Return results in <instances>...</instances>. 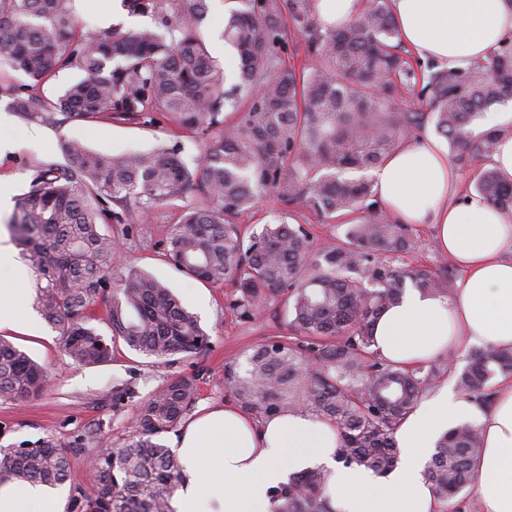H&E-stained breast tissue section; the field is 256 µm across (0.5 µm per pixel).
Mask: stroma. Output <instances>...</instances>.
Wrapping results in <instances>:
<instances>
[{
  "label": "stroma",
  "mask_w": 512,
  "mask_h": 512,
  "mask_svg": "<svg viewBox=\"0 0 512 512\" xmlns=\"http://www.w3.org/2000/svg\"><path fill=\"white\" fill-rule=\"evenodd\" d=\"M210 12L201 30L206 47L216 61H223L230 46L223 38L224 19L237 9V0H209ZM33 123L18 113L9 112L8 122L0 127L14 144V149L0 157V180L7 182L12 195L26 191L32 178L47 164L63 159L61 143L77 140L88 148L109 154L148 151L172 141H182L187 152L195 146L189 134L172 122L160 119L147 124L125 123L104 118L95 123L67 121L61 125L41 126L40 138H30ZM300 223L312 224L318 238L343 234L341 226L317 223L303 203L283 204L274 192H267L254 209L242 215L245 224L274 223L285 216ZM174 222V210H157L142 232L146 245L124 240L120 225H101V233L123 240L128 259L170 288L182 304L197 315L210 343L201 354L191 355L170 366H158L140 355L125 342L113 347L110 362L83 367L69 359L62 339L43 318L35 303L36 276H29L19 293V305L26 329L0 331V337L24 350L42 365L48 383L37 397L0 402V447L27 448L46 438L54 439L66 452L70 478L54 489L53 495L64 502V512H79L77 498L90 492L98 476L90 465L91 456L103 447L118 448L125 444L136 407L157 386L176 376L192 379L196 386L195 402L202 405L232 404L224 390V366L243 358L262 337L281 335L288 330L283 308L272 306L255 319L243 321L226 309L224 289L176 270L163 255V244ZM419 247L409 257L414 265L446 267L447 289H454L461 277L450 266L434 241L430 225L415 226Z\"/></svg>",
  "instance_id": "stroma-1"
}]
</instances>
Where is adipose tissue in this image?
<instances>
[{
	"label": "adipose tissue",
	"instance_id": "1",
	"mask_svg": "<svg viewBox=\"0 0 512 512\" xmlns=\"http://www.w3.org/2000/svg\"><path fill=\"white\" fill-rule=\"evenodd\" d=\"M400 41L420 59L467 69L486 62L512 34V0H391ZM461 178L439 140L396 147L374 172L373 189L402 224H428L437 249L463 269L452 296L407 289L375 325V349L411 365L451 347L512 348V224L480 196L459 198ZM482 435L473 462L480 512H512V379L499 380L485 413L444 389L422 400L396 439L388 478L336 462L338 434L311 414L256 423L230 407H201L175 439L182 467L175 512H272L269 490L289 474L320 467L330 476L333 512H438L423 474L429 448L450 428ZM0 512H64L41 487L18 494L0 484Z\"/></svg>",
	"mask_w": 512,
	"mask_h": 512
}]
</instances>
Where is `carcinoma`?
I'll return each instance as SVG.
<instances>
[{"label":"carcinoma","mask_w":512,"mask_h":512,"mask_svg":"<svg viewBox=\"0 0 512 512\" xmlns=\"http://www.w3.org/2000/svg\"><path fill=\"white\" fill-rule=\"evenodd\" d=\"M70 0H0V91L12 111L47 125L65 120L152 122L162 116L195 135L184 145L106 155L62 144L50 164L14 198L11 228L37 274L36 303L82 366L110 360L105 339L88 326V309L106 305L112 337L155 364L197 354L209 342L170 288L129 261L101 224L132 236L156 208L182 202L165 257L178 270L231 289L226 307L252 319L278 304L289 334L262 338L246 364L224 366V389L252 420L306 411L336 428V461L379 477L398 462L396 433L424 393L452 377L485 410L497 376L512 375V349L475 348L463 369L439 356L422 365L390 362L373 349V326L399 303L407 284L447 294L440 272L395 268L384 253L413 250L410 225L383 213L368 172L403 136L435 118L457 160L490 155L512 126L472 136L471 124L512 101V41L488 63L417 75L402 56L390 0H370L352 22L322 30L313 0H240L225 37L239 59V81L225 87L200 35L208 0H123L132 15L154 13V27L91 35L73 21ZM304 37L311 67L283 64L289 34ZM81 78L34 108L24 89L65 69ZM422 81L416 102L392 110L394 82ZM478 193L512 223V182L487 170ZM273 191L347 229L325 241L304 224L235 219ZM197 191L204 206L187 202ZM47 374L25 352L0 340V401L38 396ZM195 385L175 378L143 399L127 442L96 452L97 486L80 494L82 512H173L181 468L161 436L185 419ZM482 436L473 425L450 429L425 466L440 512H460L458 495L476 476ZM69 464L51 438L32 448H0V480L55 488ZM273 512H333L320 468L271 490Z\"/></svg>","instance_id":"obj_1"}]
</instances>
